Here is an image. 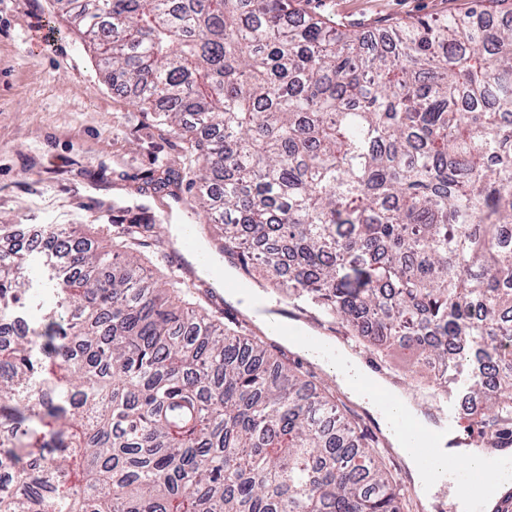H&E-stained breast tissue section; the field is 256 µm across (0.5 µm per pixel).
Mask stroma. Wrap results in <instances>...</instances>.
I'll use <instances>...</instances> for the list:
<instances>
[{"instance_id": "obj_1", "label": "stroma", "mask_w": 512, "mask_h": 512, "mask_svg": "<svg viewBox=\"0 0 512 512\" xmlns=\"http://www.w3.org/2000/svg\"><path fill=\"white\" fill-rule=\"evenodd\" d=\"M471 0H304L310 13L361 29L466 11ZM106 69L53 0H0V221L48 233L64 225L112 245V226L146 209L172 243L171 225L201 221L193 194L148 180L182 165L186 144L105 77ZM397 386L426 415L437 401L390 350Z\"/></svg>"}]
</instances>
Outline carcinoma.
<instances>
[{
  "mask_svg": "<svg viewBox=\"0 0 512 512\" xmlns=\"http://www.w3.org/2000/svg\"><path fill=\"white\" fill-rule=\"evenodd\" d=\"M293 0H54L195 155L224 262L458 377L512 444V12L363 31ZM163 241L142 215L112 242ZM59 321L0 336V512H411L374 436L193 285L58 227L0 253V332L31 257Z\"/></svg>",
  "mask_w": 512,
  "mask_h": 512,
  "instance_id": "carcinoma-1",
  "label": "carcinoma"
}]
</instances>
